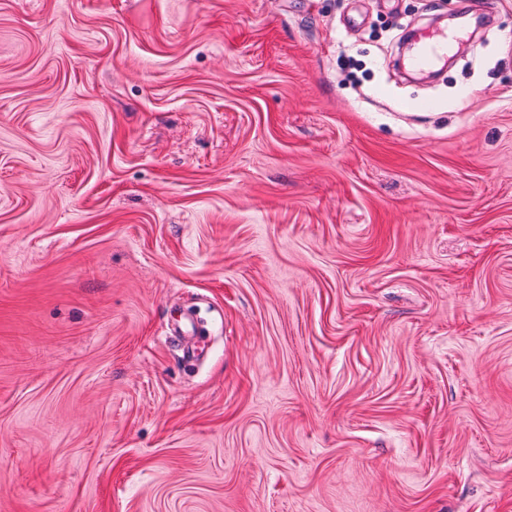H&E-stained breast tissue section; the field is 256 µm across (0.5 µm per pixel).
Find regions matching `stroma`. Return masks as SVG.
Listing matches in <instances>:
<instances>
[{"label":"stroma","instance_id":"stroma-1","mask_svg":"<svg viewBox=\"0 0 512 512\" xmlns=\"http://www.w3.org/2000/svg\"><path fill=\"white\" fill-rule=\"evenodd\" d=\"M0 512H512V0H0ZM448 38L446 41L439 40L433 32L422 31L418 37L421 42L420 53L413 58V64L416 66L428 64L436 57H445L448 55Z\"/></svg>","mask_w":512,"mask_h":512}]
</instances>
